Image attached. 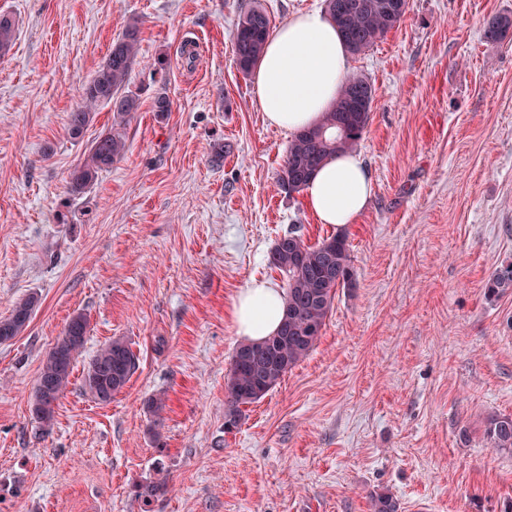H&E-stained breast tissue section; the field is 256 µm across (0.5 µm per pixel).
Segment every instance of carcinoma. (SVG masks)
Returning a JSON list of instances; mask_svg holds the SVG:
<instances>
[{
  "label": "carcinoma",
  "instance_id": "cac0c4a2",
  "mask_svg": "<svg viewBox=\"0 0 512 512\" xmlns=\"http://www.w3.org/2000/svg\"><path fill=\"white\" fill-rule=\"evenodd\" d=\"M358 11L339 21L336 0H325V10L334 19L350 53L372 48L403 19L407 0H351ZM512 29V16L494 15L486 21L485 37L504 38ZM272 30L266 11L252 7L238 18L233 31L235 63L247 76L256 67ZM15 38L12 20L0 16V54L10 50ZM140 23L130 21L120 39L92 78L82 88V105L69 116V132L77 137L90 124L94 108L108 104L113 112L112 126L92 143L88 154L71 173L68 192L79 196L87 192L99 175L112 168L126 152V125L138 111L139 98L125 91L129 73L137 64ZM374 103L372 84L352 74L336 101L320 122L295 133L288 142L284 164L278 174L280 187L288 194L299 193L317 169L329 158L354 150L367 129ZM269 265L285 275V306L280 329L262 342L242 341L235 348L225 382V425L233 427L244 416V407L270 392L299 362L315 348L336 298V290L352 284L350 244L339 232L314 246L305 243L298 227H292L277 241L269 256ZM488 294L512 288V263L496 269L486 283ZM39 304L36 293L19 299L10 314L0 319V344L24 333ZM88 320L73 316L54 346L46 354L34 384L31 413L40 428L47 431L55 417L57 401L70 384V377L82 356L87 340ZM138 368L130 343L116 337L100 347L82 370V388L97 403L107 405L128 384ZM165 409L164 395H153L147 410L153 417L151 429L155 441ZM485 435L493 447L512 453V415H494L487 419ZM166 491L163 481L139 485L145 503ZM372 512H398L397 501L387 493L371 497Z\"/></svg>",
  "mask_w": 512,
  "mask_h": 512
}]
</instances>
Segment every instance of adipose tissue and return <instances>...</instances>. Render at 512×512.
Masks as SVG:
<instances>
[{
    "mask_svg": "<svg viewBox=\"0 0 512 512\" xmlns=\"http://www.w3.org/2000/svg\"><path fill=\"white\" fill-rule=\"evenodd\" d=\"M348 73V51L328 15L307 11L290 17L267 40L254 78L256 101L265 119L294 132L316 124L336 98ZM372 196L371 175L356 153L326 161L304 190L318 223H354ZM282 289L251 282L232 305L236 333L260 342L279 329Z\"/></svg>",
    "mask_w": 512,
    "mask_h": 512,
    "instance_id": "ef3b65f1",
    "label": "adipose tissue"
}]
</instances>
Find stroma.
<instances>
[{
    "label": "stroma",
    "mask_w": 512,
    "mask_h": 512,
    "mask_svg": "<svg viewBox=\"0 0 512 512\" xmlns=\"http://www.w3.org/2000/svg\"><path fill=\"white\" fill-rule=\"evenodd\" d=\"M255 5L278 26L324 0H0L16 30L0 56V318L40 298L0 344V512H370L375 492L399 512H512V453L484 434L512 413V291L485 292L512 262V34L483 35L512 0H409L351 56L375 90L356 148L373 196L344 228L353 284L314 351L228 430L235 297L283 286L268 256L292 225L309 245L337 232L281 191L292 134L235 67L234 25ZM134 18L126 154L70 196L112 111L76 138L69 115ZM79 313L86 354L122 337L138 368L107 405L74 368L43 435L34 383ZM159 478L167 493L143 505L135 483ZM38 304L37 293H30L14 304L10 314L0 319V344L12 341L24 333Z\"/></svg>",
    "instance_id": "1"
}]
</instances>
